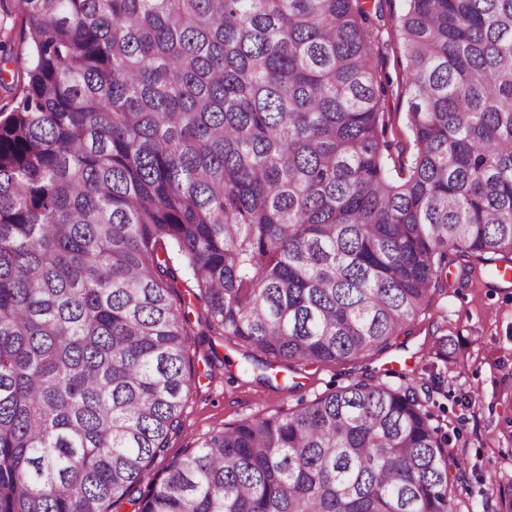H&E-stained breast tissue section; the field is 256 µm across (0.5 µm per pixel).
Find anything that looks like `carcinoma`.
Returning a JSON list of instances; mask_svg holds the SVG:
<instances>
[{
	"label": "carcinoma",
	"instance_id": "obj_1",
	"mask_svg": "<svg viewBox=\"0 0 512 512\" xmlns=\"http://www.w3.org/2000/svg\"><path fill=\"white\" fill-rule=\"evenodd\" d=\"M0 88V512H456L407 389L181 430L195 289L248 366L392 347L448 255L512 268V0H405L391 175L376 0H16Z\"/></svg>",
	"mask_w": 512,
	"mask_h": 512
}]
</instances>
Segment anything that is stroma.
Instances as JSON below:
<instances>
[{"instance_id": "stroma-1", "label": "stroma", "mask_w": 512, "mask_h": 512, "mask_svg": "<svg viewBox=\"0 0 512 512\" xmlns=\"http://www.w3.org/2000/svg\"><path fill=\"white\" fill-rule=\"evenodd\" d=\"M405 0H383L385 25L374 48L381 75L392 82L381 100L392 144L391 169L407 165L412 141L406 128L407 97L397 19ZM189 318V358L194 379L183 409V427L172 435L151 473L224 425L257 414H282L348 384L365 381L411 391L448 435L449 452L463 460L454 473L457 512H500L498 489L512 484V281L476 263L448 265L443 289L384 352L347 364L278 366L270 382L259 369L240 371L244 358L206 326L189 288L178 290ZM448 339L440 356L436 342Z\"/></svg>"}]
</instances>
